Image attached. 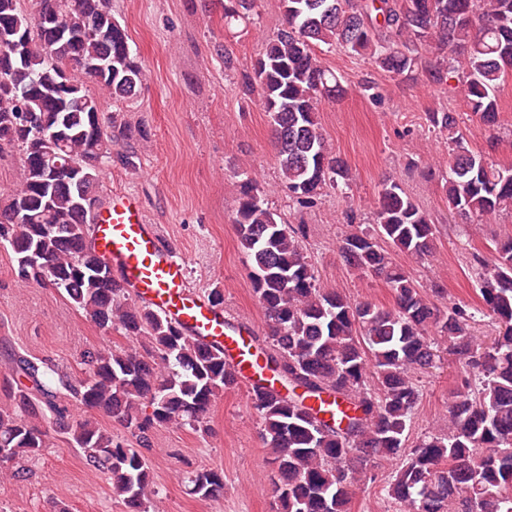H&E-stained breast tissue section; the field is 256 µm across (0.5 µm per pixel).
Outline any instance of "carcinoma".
<instances>
[{"instance_id":"1","label":"carcinoma","mask_w":512,"mask_h":512,"mask_svg":"<svg viewBox=\"0 0 512 512\" xmlns=\"http://www.w3.org/2000/svg\"><path fill=\"white\" fill-rule=\"evenodd\" d=\"M263 0H224V29L247 25ZM285 25L267 35L251 69L241 73L246 96L259 97L275 135L282 183L306 207L331 190L350 188L346 161L328 150L320 106L347 93L316 48L369 57L399 82L416 80L422 52L436 55L434 84L455 73L466 104L500 141L497 92L512 75V0H280ZM85 73L114 99L135 95L145 72L112 0H0V156L18 152L19 184L0 193V245L13 254L17 283L66 295L98 328L132 345L87 351L85 375L60 377L28 358L12 371L28 386L0 407V470L25 474L61 435L86 463L112 479L126 512H150L155 495L144 453L89 421L70 418V404L116 418L143 447L159 427L208 433L215 400L237 388L239 373L224 349L186 335L156 310L138 304L88 240L103 201L96 187L112 159L139 168L138 154L112 153L136 129L105 115L96 95L73 71ZM448 140L442 185L448 212L481 223L512 214V165L489 162L469 146L457 115L425 113ZM65 166L52 169L50 161ZM247 257L248 277L265 319L263 352L272 384L250 406L276 466V512H349L358 484L383 459L399 465L386 482L403 512H512V234L494 241L491 258L472 255L483 310L497 325L490 343L473 336V307L442 303L445 290L423 286L394 253L417 262L433 254L436 225L396 181L378 193L375 227L353 228L338 246L350 271L380 277L393 307L353 301L319 285L301 224H282L266 190L246 173L232 218ZM44 269L27 264L29 257ZM455 356L448 429L425 433L406 447L420 398L419 378L435 368L439 349ZM188 493L206 501L224 494V474L200 468Z\"/></svg>"}]
</instances>
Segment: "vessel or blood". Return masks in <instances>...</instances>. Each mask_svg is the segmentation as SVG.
I'll use <instances>...</instances> for the list:
<instances>
[{"instance_id": "vessel-or-blood-1", "label": "vessel or blood", "mask_w": 512, "mask_h": 512, "mask_svg": "<svg viewBox=\"0 0 512 512\" xmlns=\"http://www.w3.org/2000/svg\"><path fill=\"white\" fill-rule=\"evenodd\" d=\"M93 236L131 294L191 336L223 348L226 360L239 369L246 393L270 383L271 373L251 335L228 327L223 311L193 290L187 277L189 257L171 253L136 197L113 194L93 227Z\"/></svg>"}]
</instances>
